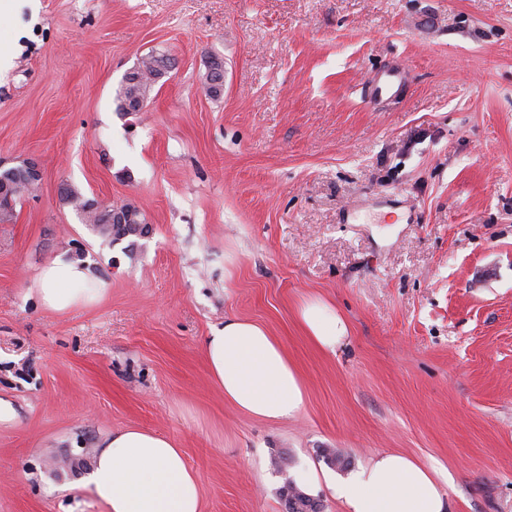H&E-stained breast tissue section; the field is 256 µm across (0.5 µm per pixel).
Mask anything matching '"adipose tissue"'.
I'll list each match as a JSON object with an SVG mask.
<instances>
[{"label": "adipose tissue", "mask_w": 512, "mask_h": 512, "mask_svg": "<svg viewBox=\"0 0 512 512\" xmlns=\"http://www.w3.org/2000/svg\"><path fill=\"white\" fill-rule=\"evenodd\" d=\"M43 304L63 312L95 303L103 293L81 263L58 257L40 270ZM308 339L335 352L350 334L349 325L326 300L313 297L297 308ZM208 373L226 404L256 420L283 421L303 408L302 376L279 338L252 320L226 319L206 336ZM313 485L327 483L343 512H446L448 505L435 467L406 454L372 455L347 476L322 479L310 471ZM107 512H203V492L183 449L171 438L129 427L107 435L88 478Z\"/></svg>", "instance_id": "obj_1"}]
</instances>
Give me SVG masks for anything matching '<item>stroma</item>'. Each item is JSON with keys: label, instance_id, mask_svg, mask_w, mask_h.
<instances>
[{"label": "stroma", "instance_id": "1", "mask_svg": "<svg viewBox=\"0 0 512 512\" xmlns=\"http://www.w3.org/2000/svg\"><path fill=\"white\" fill-rule=\"evenodd\" d=\"M0 49V163L44 168L0 224V512H105L86 477L131 426L183 448L204 512H285L309 468L386 450L436 466L451 512H512V0H38ZM64 184L148 235L107 245ZM82 249L106 295L48 310L40 268ZM311 296L350 326L336 353L297 323ZM232 317L286 347L296 417L225 404L203 344ZM157 63L158 58L155 56H151L143 60L142 65L146 69V73H138L139 81L135 84H125V78L129 76V74L134 73V71L131 70L126 74V77L124 78L119 91V98L124 104L125 109L126 102L131 97H140L143 100H147L153 86L163 77L165 73L156 67ZM370 83L375 98L392 97L401 88L402 76L398 71H387L378 77H374Z\"/></svg>", "mask_w": 512, "mask_h": 512}]
</instances>
